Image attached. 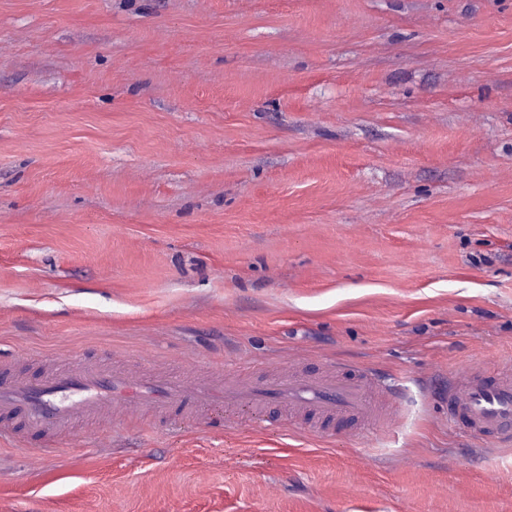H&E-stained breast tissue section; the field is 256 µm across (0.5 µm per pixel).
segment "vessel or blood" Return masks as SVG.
<instances>
[{"label": "vessel or blood", "mask_w": 512, "mask_h": 512, "mask_svg": "<svg viewBox=\"0 0 512 512\" xmlns=\"http://www.w3.org/2000/svg\"><path fill=\"white\" fill-rule=\"evenodd\" d=\"M450 417L477 437L512 442V374L487 379L467 371L448 385ZM286 408L288 419L310 418L312 427L355 421L389 422L393 409L365 370L330 367L322 372L283 370L273 376L241 378L230 373L220 388L161 375L144 365L115 370L85 362L61 365L39 379L0 377V435L13 423L44 436L66 437L80 422L123 409L138 415L177 416L202 421L217 409L250 415Z\"/></svg>", "instance_id": "1"}]
</instances>
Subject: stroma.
<instances>
[{"label":"stroma","instance_id":"35a3bbf8","mask_svg":"<svg viewBox=\"0 0 512 512\" xmlns=\"http://www.w3.org/2000/svg\"><path fill=\"white\" fill-rule=\"evenodd\" d=\"M62 353L397 418L0 438V512H512L431 391L512 362V0H0V365Z\"/></svg>","mask_w":512,"mask_h":512}]
</instances>
